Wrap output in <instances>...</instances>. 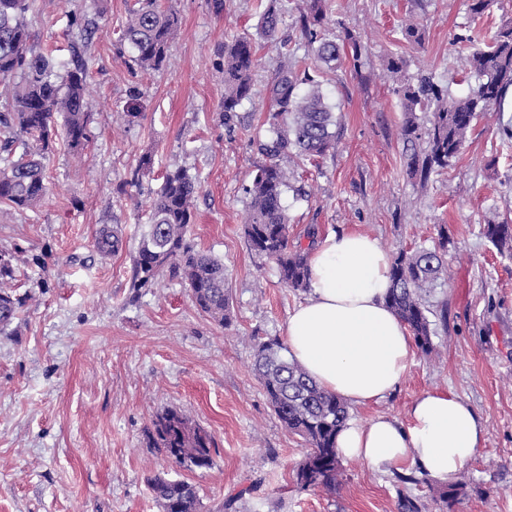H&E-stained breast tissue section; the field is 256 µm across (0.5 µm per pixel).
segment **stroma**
Masks as SVG:
<instances>
[{
	"instance_id": "35a3bbf8",
	"label": "stroma",
	"mask_w": 512,
	"mask_h": 512,
	"mask_svg": "<svg viewBox=\"0 0 512 512\" xmlns=\"http://www.w3.org/2000/svg\"><path fill=\"white\" fill-rule=\"evenodd\" d=\"M138 2L34 0L28 14L41 50L77 42L71 13L94 18L84 53L93 122L81 153L57 135L41 205L0 218V251L13 257V293L23 301L0 334V512H159L145 483L151 474L194 484L202 512H399L404 496L420 499L423 512H512V257L485 236L488 222L512 220V137L503 132L512 127V92L499 115L473 124L454 165L424 183L406 173L399 93L423 74L451 96L465 93L466 55L512 25V0H490L479 16L468 0H327V34H352L365 52L360 67L315 72L336 106L340 139L335 151L298 159L283 196L294 246L313 227L322 237L359 231L393 253L432 246L446 228L447 277L429 299L446 303L447 327L430 356L414 353L391 396L351 406L350 418L406 421L428 390L468 401L485 422V441L448 504L439 482L413 483L418 470L408 463L383 474L346 460L335 490H299L295 471L308 448L282 428L251 368L254 337L283 336L308 294L284 286L275 264L247 245L244 188L265 161L255 141L267 136L270 114L258 97L224 125L217 53L233 38L255 39L254 82L265 90L282 49L300 59L311 52L299 26L305 0H280L276 45L258 36L261 0H226L219 15L209 0H161L181 24L159 70L139 68L122 38ZM410 19L421 25V44L402 36ZM397 56L405 65L394 74L387 62ZM175 168L200 188L188 241L227 270L224 326L195 307L185 284L132 286L150 202ZM299 187L307 200L296 199ZM113 224L122 245L100 256L95 236ZM167 409L211 434V468L188 470L150 447L147 432Z\"/></svg>"
}]
</instances>
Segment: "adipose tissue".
<instances>
[{
  "label": "adipose tissue",
  "mask_w": 512,
  "mask_h": 512,
  "mask_svg": "<svg viewBox=\"0 0 512 512\" xmlns=\"http://www.w3.org/2000/svg\"><path fill=\"white\" fill-rule=\"evenodd\" d=\"M309 298L288 317V354L323 389L360 405L379 402L403 381L411 358L407 326L388 308L390 257L376 239L328 234L310 253ZM485 440V424L452 391L424 392L406 421L379 416L348 422L336 446L340 457L388 472L411 463L445 481L458 474Z\"/></svg>",
  "instance_id": "obj_1"
}]
</instances>
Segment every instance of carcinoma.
<instances>
[{
	"label": "carcinoma",
	"mask_w": 512,
	"mask_h": 512,
	"mask_svg": "<svg viewBox=\"0 0 512 512\" xmlns=\"http://www.w3.org/2000/svg\"><path fill=\"white\" fill-rule=\"evenodd\" d=\"M33 0H0V85L13 100L0 112V150L7 153L0 169V205L13 210H33L46 193L45 158L56 137V118H61L69 146L82 148L90 138L92 113L87 111L86 67L80 48L70 46V58L56 59L36 50L27 15ZM326 0H306L300 26L312 49L309 62L288 53L267 87L268 111L272 112L270 137L258 144L266 161L259 165L245 193L248 198L244 234L256 255L277 267L287 287L309 288L308 250L289 245L288 214L284 192L291 188L289 165L302 156H323L336 148L338 132L335 106L323 93L310 69L336 68L342 60L360 62L364 46L346 34L345 41L323 33ZM282 21L277 0H270L258 21L263 39L275 43ZM180 26L178 13L158 0H142L124 31L134 52V62L159 70L167 62L171 42ZM224 103L222 117L229 124L244 101L254 96L253 72L257 66L255 44L238 37L224 43ZM467 71L475 85L451 97L431 74L401 86L407 117L402 129L409 151L407 174L421 183L434 171L451 166L464 148L473 123L498 106L512 89V27L499 30L489 44L467 55ZM431 112L429 125L417 121V113ZM22 152H17V149ZM198 184L176 168L164 175L160 191L150 202V224L141 234L133 264L132 287L149 288L168 276L188 285L195 306L214 321L230 320L227 274L224 260L195 249L186 239ZM486 238L501 254L512 255V224L490 222ZM431 248L400 250L391 258V282L387 303L412 333L420 352L434 351L432 336L437 324H446V308L429 304L425 296L447 273L448 236L438 232ZM115 229H103L95 239L101 256L119 250ZM16 270L12 256L0 253V333L18 318L22 301L12 292ZM287 347L276 336L254 343L253 370L271 408L288 433L308 445L296 470L302 490L332 489L341 476L336 448L340 429L349 419V406L334 393L321 389L295 362L284 355ZM149 441L176 464L189 470L211 468L214 440L186 414L168 409L152 422ZM147 485L160 512H201L195 485L154 475Z\"/></svg>",
	"instance_id": "cac0c4a2"
}]
</instances>
